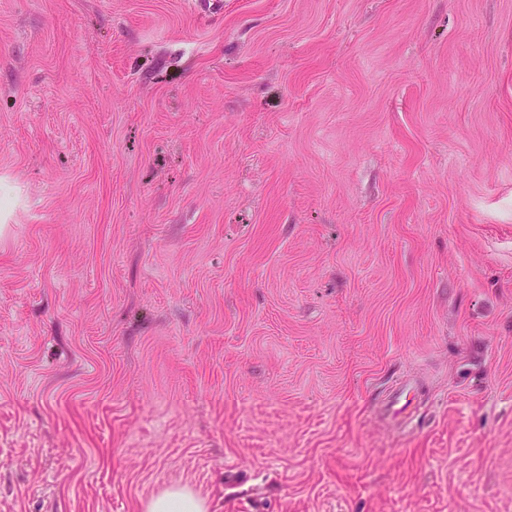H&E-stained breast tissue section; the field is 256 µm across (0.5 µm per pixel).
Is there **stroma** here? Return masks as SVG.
I'll return each instance as SVG.
<instances>
[{
	"label": "stroma",
	"mask_w": 512,
	"mask_h": 512,
	"mask_svg": "<svg viewBox=\"0 0 512 512\" xmlns=\"http://www.w3.org/2000/svg\"><path fill=\"white\" fill-rule=\"evenodd\" d=\"M170 488L512 512V0H0V512ZM417 393L410 382L390 391L380 403V410L397 423L405 422L418 406Z\"/></svg>",
	"instance_id": "stroma-1"
}]
</instances>
